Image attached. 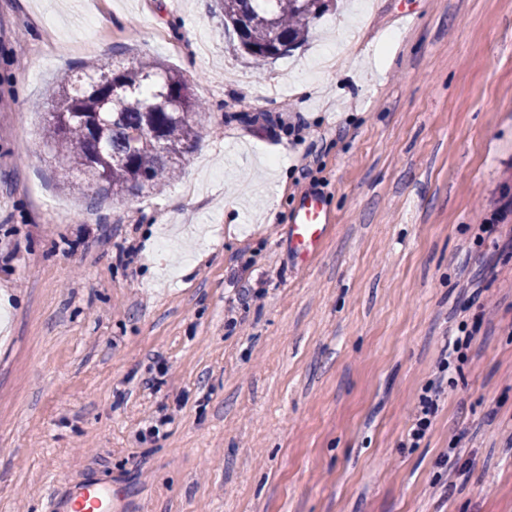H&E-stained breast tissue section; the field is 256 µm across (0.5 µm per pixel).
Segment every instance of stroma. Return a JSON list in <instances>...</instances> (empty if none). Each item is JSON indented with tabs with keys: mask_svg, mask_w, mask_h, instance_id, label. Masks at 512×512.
<instances>
[{
	"mask_svg": "<svg viewBox=\"0 0 512 512\" xmlns=\"http://www.w3.org/2000/svg\"><path fill=\"white\" fill-rule=\"evenodd\" d=\"M363 2L258 69L213 0H0V512L84 477L123 512H512V0ZM142 54L204 102L199 143L89 204L41 129L62 80ZM311 187L333 222L298 266ZM289 222L288 248L301 262H305L322 248L332 222L325 192L318 188L304 191Z\"/></svg>",
	"mask_w": 512,
	"mask_h": 512,
	"instance_id": "35a3bbf8",
	"label": "stroma"
}]
</instances>
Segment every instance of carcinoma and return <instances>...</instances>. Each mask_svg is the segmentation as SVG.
Segmentation results:
<instances>
[{"instance_id": "1", "label": "carcinoma", "mask_w": 512, "mask_h": 512, "mask_svg": "<svg viewBox=\"0 0 512 512\" xmlns=\"http://www.w3.org/2000/svg\"><path fill=\"white\" fill-rule=\"evenodd\" d=\"M234 50L261 66L304 42L324 0H215ZM92 79L59 87L56 115L42 130L54 156L98 184L102 195L157 190L181 170L197 142L204 106L181 72L146 57ZM145 128L148 135L141 134Z\"/></svg>"}]
</instances>
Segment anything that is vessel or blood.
Here are the masks:
<instances>
[{
	"label": "vessel or blood",
	"instance_id": "1",
	"mask_svg": "<svg viewBox=\"0 0 512 512\" xmlns=\"http://www.w3.org/2000/svg\"><path fill=\"white\" fill-rule=\"evenodd\" d=\"M332 218L326 194L317 188L304 191L290 216L288 247L300 261H307L321 249ZM118 506L110 487L87 481L55 501L51 512H117Z\"/></svg>",
	"mask_w": 512,
	"mask_h": 512
}]
</instances>
